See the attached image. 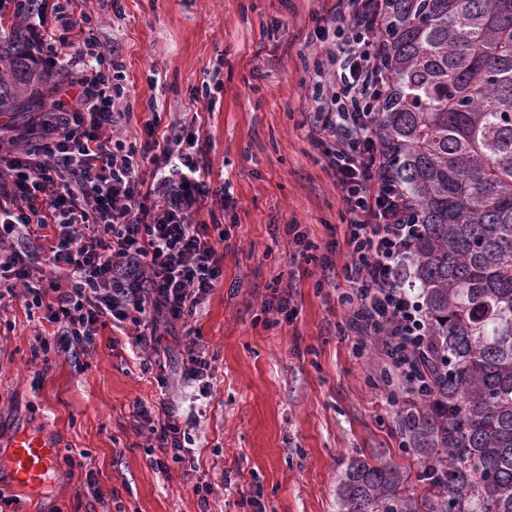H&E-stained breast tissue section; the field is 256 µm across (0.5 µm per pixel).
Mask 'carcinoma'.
<instances>
[{"mask_svg":"<svg viewBox=\"0 0 512 512\" xmlns=\"http://www.w3.org/2000/svg\"><path fill=\"white\" fill-rule=\"evenodd\" d=\"M379 136L421 229L411 247L433 392L405 417L433 494L356 457L339 512H512V0H386ZM28 27L0 32V112L50 109Z\"/></svg>","mask_w":512,"mask_h":512,"instance_id":"carcinoma-1","label":"carcinoma"}]
</instances>
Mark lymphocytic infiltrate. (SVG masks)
I'll list each match as a JSON object with an SVG mask.
<instances>
[{"label": "lymphocytic infiltrate", "mask_w": 512, "mask_h": 512, "mask_svg": "<svg viewBox=\"0 0 512 512\" xmlns=\"http://www.w3.org/2000/svg\"><path fill=\"white\" fill-rule=\"evenodd\" d=\"M385 2L336 0L308 32L323 53L309 75L308 137L348 217L343 245L329 243L320 260L333 267V252L345 250L339 333L360 348L380 342L395 406L426 395L430 333L409 255L421 226L378 135ZM72 3L60 0L56 13L80 32L67 59L80 74L77 94L32 117L37 142L0 141V307L23 299L52 325L36 338L37 358L55 350L58 335L75 349L109 326L152 348L160 320L190 326L224 276L218 246L228 238L197 216L213 197L234 205L229 187L212 189L196 132L160 138L150 126L137 143L118 136L120 64L92 37L90 16L73 17ZM133 414L150 425L154 466H184L192 440L173 409L139 400Z\"/></svg>", "instance_id": "lymphocytic-infiltrate-1"}]
</instances>
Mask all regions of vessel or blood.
<instances>
[{"instance_id": "b4317fda", "label": "vessel or blood", "mask_w": 512, "mask_h": 512, "mask_svg": "<svg viewBox=\"0 0 512 512\" xmlns=\"http://www.w3.org/2000/svg\"><path fill=\"white\" fill-rule=\"evenodd\" d=\"M7 464L0 465V485L31 490L41 487L57 465L59 447L47 431H18L9 443Z\"/></svg>"}]
</instances>
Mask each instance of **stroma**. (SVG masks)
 Returning a JSON list of instances; mask_svg holds the SVG:
<instances>
[{
	"label": "stroma",
	"instance_id": "stroma-1",
	"mask_svg": "<svg viewBox=\"0 0 512 512\" xmlns=\"http://www.w3.org/2000/svg\"><path fill=\"white\" fill-rule=\"evenodd\" d=\"M332 0H91V25L122 65L127 97L118 128L143 136L156 99L161 129L194 127L212 188L231 183L235 205L199 218L228 233L224 279L193 327L212 358L211 391L158 387L143 359L180 371L182 326L156 349L102 330L85 353L60 346L33 359L42 329L23 301L0 310V453L23 428L50 427L58 466L37 498L0 491V512H338L349 459H384L428 496L420 458L405 449L399 407L389 405L374 345L355 354L338 336L337 282L292 258L286 225L317 245L343 237L342 202L321 152L303 128L308 75L321 52L305 45L312 15ZM286 299L293 321L275 306ZM166 400L195 441L190 472L156 470L149 431L133 404ZM89 468H82V461ZM93 479H86V470ZM211 484L207 505L192 486Z\"/></svg>",
	"mask_w": 512,
	"mask_h": 512
}]
</instances>
